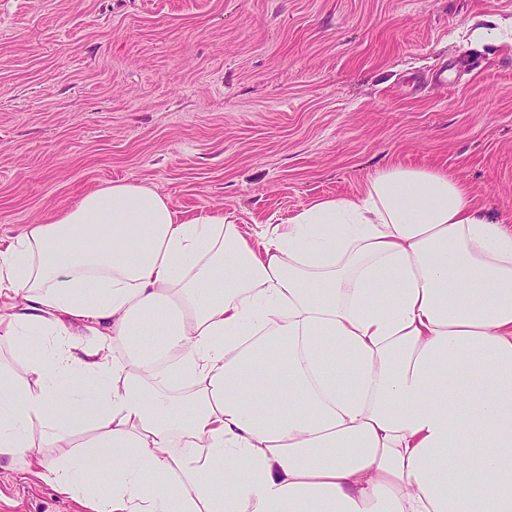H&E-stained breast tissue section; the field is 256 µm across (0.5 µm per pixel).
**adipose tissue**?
<instances>
[{
    "label": "adipose tissue",
    "instance_id": "1",
    "mask_svg": "<svg viewBox=\"0 0 512 512\" xmlns=\"http://www.w3.org/2000/svg\"><path fill=\"white\" fill-rule=\"evenodd\" d=\"M2 343L0 462L87 512H512V225L437 170L248 230L87 193L0 239Z\"/></svg>",
    "mask_w": 512,
    "mask_h": 512
}]
</instances>
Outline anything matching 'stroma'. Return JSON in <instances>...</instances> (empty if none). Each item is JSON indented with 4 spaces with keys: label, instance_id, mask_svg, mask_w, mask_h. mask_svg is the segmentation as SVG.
I'll return each mask as SVG.
<instances>
[{
    "label": "stroma",
    "instance_id": "1",
    "mask_svg": "<svg viewBox=\"0 0 512 512\" xmlns=\"http://www.w3.org/2000/svg\"><path fill=\"white\" fill-rule=\"evenodd\" d=\"M511 18L512 0H0V236L116 182L250 227L395 165L512 224ZM0 512L85 510L1 466Z\"/></svg>",
    "mask_w": 512,
    "mask_h": 512
}]
</instances>
